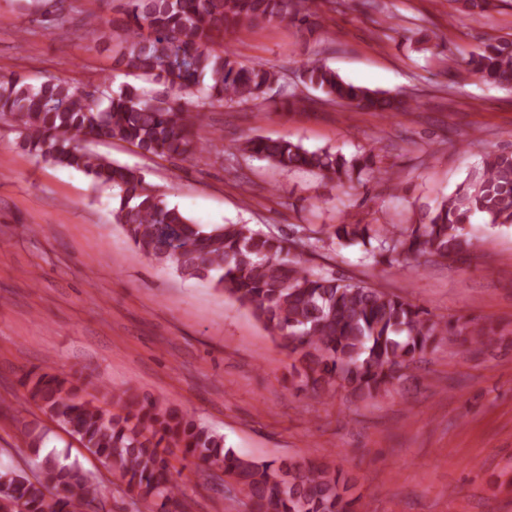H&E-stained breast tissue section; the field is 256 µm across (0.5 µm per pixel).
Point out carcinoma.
<instances>
[{"label":"carcinoma","mask_w":512,"mask_h":512,"mask_svg":"<svg viewBox=\"0 0 512 512\" xmlns=\"http://www.w3.org/2000/svg\"><path fill=\"white\" fill-rule=\"evenodd\" d=\"M310 0H127V22L115 63L131 73L163 81L146 97L134 87H102L81 93L53 78L29 84L0 72V122L15 129L28 152L55 166L84 173L112 190L115 223L151 260L171 265L184 278L212 282L247 307L273 335L287 342L294 370L321 389L347 387L371 396L397 373L443 341L465 335L475 344L486 330L468 322H443L406 299L379 288L315 273L285 261L295 241L248 224L205 228L165 200L135 169L113 162L87 144L123 141L142 153L196 159L206 108L268 100L283 87L281 71L266 63L246 65L214 49L227 32L316 15ZM498 88H512V41L488 43L464 71ZM303 81L329 102L392 117L410 109L407 99L343 80L327 65L308 61ZM198 91L202 97L193 101ZM238 149L282 170L306 169L340 186L369 174V159H350L330 149L309 150L286 138L243 140ZM512 223V151L491 153L482 168L449 196L427 207L407 228L338 224L333 238L357 242L374 261L425 263L459 254L470 243L472 217ZM39 411L74 438L113 478L152 512H190L192 505L173 478L169 455L204 466L246 493L252 512H365L344 496L347 481L324 463L274 466L240 457L224 437L166 403L140 400L130 388L104 392L112 408L87 398L71 376L29 371L23 378ZM99 492L69 450L47 451L27 474L0 462V512H96Z\"/></svg>","instance_id":"1"}]
</instances>
